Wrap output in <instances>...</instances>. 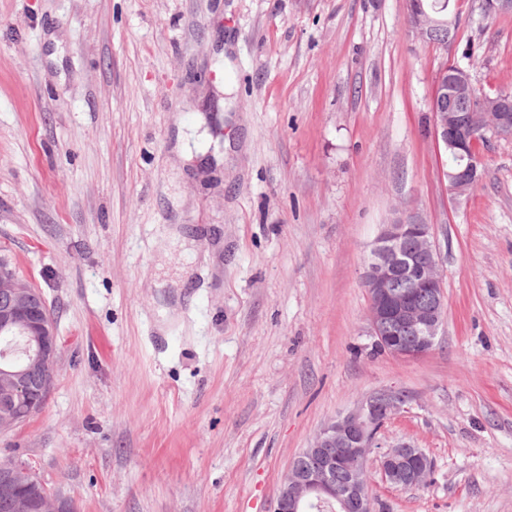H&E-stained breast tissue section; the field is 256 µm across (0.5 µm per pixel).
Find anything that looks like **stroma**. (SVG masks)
Here are the masks:
<instances>
[{
  "label": "stroma",
  "mask_w": 512,
  "mask_h": 512,
  "mask_svg": "<svg viewBox=\"0 0 512 512\" xmlns=\"http://www.w3.org/2000/svg\"><path fill=\"white\" fill-rule=\"evenodd\" d=\"M0 0V255L59 336L41 410L0 433L78 512H270L293 460L379 388L375 512H512V139L448 190L431 93L453 63L512 93V16L454 0ZM432 224L447 311L422 359L375 352L360 274ZM422 1V5L425 11L431 13L432 4L435 1L441 0H420ZM429 24L432 28L438 29H448V33L445 34L443 31H433L428 33L425 36V41L428 43H433L436 45H440L445 47L446 41L445 38L451 35V37L455 40L457 37L458 25L456 17L451 14L446 7V4L439 5L438 8H435L431 14L428 15ZM457 26V28H456ZM456 28V29H455ZM455 29V30H454ZM379 470L382 480L394 488H419L431 472V461L421 448L400 443L379 456Z\"/></svg>",
  "instance_id": "1"
}]
</instances>
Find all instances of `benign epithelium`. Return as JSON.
I'll return each mask as SVG.
<instances>
[{
    "mask_svg": "<svg viewBox=\"0 0 512 512\" xmlns=\"http://www.w3.org/2000/svg\"><path fill=\"white\" fill-rule=\"evenodd\" d=\"M428 19L431 27L450 33L457 26L456 17L444 4L434 9ZM472 92L469 74L455 66L441 69L431 96L435 142L447 149L469 148L464 168L446 173L449 188L457 196L469 194L480 180L482 155L473 149L478 135L488 132L493 138H512V102L508 101L507 92L498 98L479 99L465 116L445 107L446 100L468 97ZM409 238L426 257L425 262L416 263L402 249ZM401 280L430 290V302L424 304L411 292L398 289ZM361 283L368 298L367 321L373 347L402 360L426 356L435 346L446 314L432 225L420 220L412 210L383 225L372 243ZM45 309L40 291L0 261V335L23 336L26 356L22 364L12 365L9 352L0 355V432L24 421L13 410L17 398H27L29 414L33 415L41 409L50 390L47 373L56 364L59 344ZM407 404L405 394L381 389L327 423L288 468L272 512H306L314 504L333 503L343 512H373L368 462L379 448V435L385 425L405 411ZM338 466L349 475L342 489L330 476ZM379 470L382 480L394 488H419L431 472V461L422 449L400 443L379 456ZM0 499L11 512H31L37 499L41 500L42 512H76L74 503L49 491L29 465L10 459H0Z\"/></svg>",
    "mask_w": 512,
    "mask_h": 512,
    "instance_id": "obj_1",
    "label": "benign epithelium"
}]
</instances>
